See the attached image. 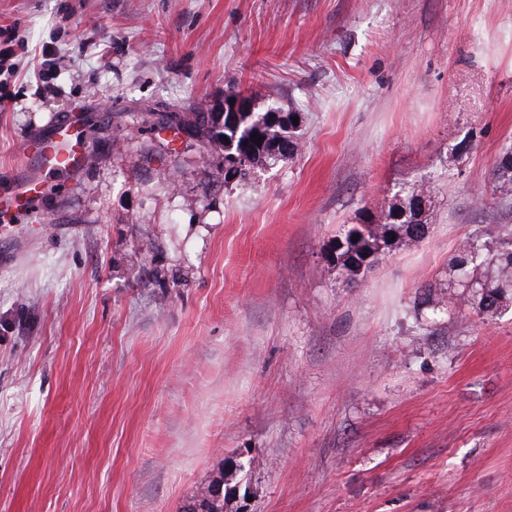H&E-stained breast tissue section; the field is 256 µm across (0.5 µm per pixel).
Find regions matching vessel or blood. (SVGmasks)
<instances>
[{
	"mask_svg": "<svg viewBox=\"0 0 512 512\" xmlns=\"http://www.w3.org/2000/svg\"><path fill=\"white\" fill-rule=\"evenodd\" d=\"M89 156L80 140L79 123L73 118L55 123L49 135L22 141L20 169L0 176V220L12 224L30 216L42 194V174L63 170L78 176Z\"/></svg>",
	"mask_w": 512,
	"mask_h": 512,
	"instance_id": "vessel-or-blood-1",
	"label": "vessel or blood"
}]
</instances>
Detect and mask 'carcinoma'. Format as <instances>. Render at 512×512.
Listing matches in <instances>:
<instances>
[{
	"instance_id": "obj_1",
	"label": "carcinoma",
	"mask_w": 512,
	"mask_h": 512,
	"mask_svg": "<svg viewBox=\"0 0 512 512\" xmlns=\"http://www.w3.org/2000/svg\"><path fill=\"white\" fill-rule=\"evenodd\" d=\"M294 113L270 108L264 112L247 110L236 113L229 124L224 114L194 112L192 117L170 113V120L159 123L161 128H201L208 141L224 146V155L240 157L237 171L245 176L255 168L272 165L292 157L301 147L302 135L292 121ZM264 137L261 142L252 135ZM493 192L499 199L512 198V146H505L490 173ZM430 188L425 182L403 189L379 220L365 219L354 225L344 239L338 241L337 262L347 279L354 281L365 276L375 263L381 246H390L402 239L420 241L428 231ZM359 240H353V237ZM451 270L458 277L481 290L479 310L489 312L498 308L506 291H512V237L499 229L485 232L467 241L451 258Z\"/></svg>"
}]
</instances>
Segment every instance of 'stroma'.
<instances>
[{
    "mask_svg": "<svg viewBox=\"0 0 512 512\" xmlns=\"http://www.w3.org/2000/svg\"><path fill=\"white\" fill-rule=\"evenodd\" d=\"M0 45V169L75 110L91 156L0 233V512L219 479L224 512H512V303L473 315L449 265L512 227V0H0ZM231 86L298 113V155L229 178L136 118ZM422 180L427 237L343 282L337 238ZM493 192L500 200L512 198V146H504L490 173Z\"/></svg>",
    "mask_w": 512,
    "mask_h": 512,
    "instance_id": "stroma-1",
    "label": "stroma"
}]
</instances>
